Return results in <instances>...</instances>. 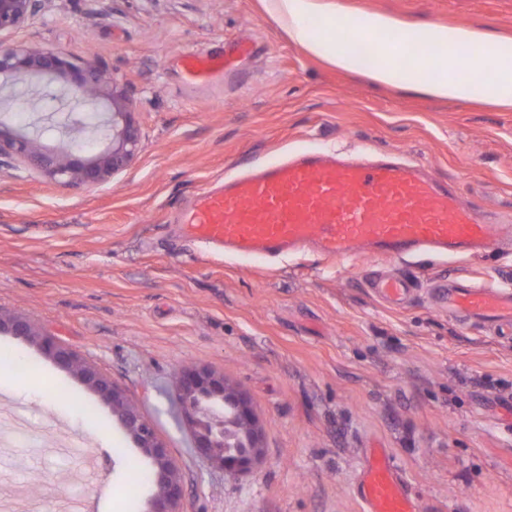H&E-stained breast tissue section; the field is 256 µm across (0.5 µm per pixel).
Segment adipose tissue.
Masks as SVG:
<instances>
[{"instance_id": "ef3b65f1", "label": "adipose tissue", "mask_w": 512, "mask_h": 512, "mask_svg": "<svg viewBox=\"0 0 512 512\" xmlns=\"http://www.w3.org/2000/svg\"><path fill=\"white\" fill-rule=\"evenodd\" d=\"M265 13L309 55L346 72L360 66L356 48L337 49V20L348 19L368 38L373 63L367 76L379 85L400 84L441 101H474L512 109V37L494 36L474 26L407 25L391 14H347L339 0H261Z\"/></svg>"}]
</instances>
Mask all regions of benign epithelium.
I'll return each instance as SVG.
<instances>
[{
  "mask_svg": "<svg viewBox=\"0 0 512 512\" xmlns=\"http://www.w3.org/2000/svg\"><path fill=\"white\" fill-rule=\"evenodd\" d=\"M53 0H0V100L20 82L36 89L40 80L59 83L60 101L81 97L105 108L107 119L95 129L108 140L91 159L75 154L73 142L87 130L77 114L64 127L67 143L44 152L40 134L16 133L0 120V159L18 160L50 179L71 186H97L111 182L131 166L141 150V131L134 119L127 88L106 77L96 64H78L71 58L25 43L5 44L3 35L25 27L46 11ZM0 332H8L37 345L56 365L97 393L112 408L125 431L154 473L148 512H185V484L170 450L142 416L137 404L95 367L63 347L53 337L37 332L24 318L0 314ZM177 396L189 424L194 447L212 466L236 476L250 470L262 454L260 431L251 404L224 375L208 368L186 367L180 372Z\"/></svg>",
  "mask_w": 512,
  "mask_h": 512,
  "instance_id": "1",
  "label": "benign epithelium"
}]
</instances>
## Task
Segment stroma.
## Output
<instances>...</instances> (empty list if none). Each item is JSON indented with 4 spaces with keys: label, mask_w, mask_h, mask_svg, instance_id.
I'll return each instance as SVG.
<instances>
[{
    "label": "stroma",
    "mask_w": 512,
    "mask_h": 512,
    "mask_svg": "<svg viewBox=\"0 0 512 512\" xmlns=\"http://www.w3.org/2000/svg\"><path fill=\"white\" fill-rule=\"evenodd\" d=\"M406 22L512 36V0H343ZM19 42L107 66L143 146L111 183L68 187L0 163V310L99 366L185 476L187 512H362L355 484L386 449L420 512H512V330L448 313L440 285L512 283V111L378 86L306 54L260 0H56ZM205 78L196 50L232 54ZM317 148L389 154L448 180L496 225L494 254L339 263L239 258L186 239L192 196L243 165ZM398 276L397 306L371 286ZM0 512H147V462L101 397L0 333ZM43 377L26 387L16 360ZM187 366L252 403L263 456L229 476L198 454L177 401ZM64 480L54 506L46 489Z\"/></svg>",
    "instance_id": "35a3bbf8"
}]
</instances>
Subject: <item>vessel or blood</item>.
Returning <instances> with one entry per match:
<instances>
[{"label": "vessel or blood", "mask_w": 512, "mask_h": 512, "mask_svg": "<svg viewBox=\"0 0 512 512\" xmlns=\"http://www.w3.org/2000/svg\"><path fill=\"white\" fill-rule=\"evenodd\" d=\"M223 55H185L201 78ZM188 234L243 257L314 251L345 261L421 252L454 257L495 251L499 238L447 181L389 156L342 157L304 149L199 192L183 213ZM440 300L465 320L512 324V290L444 285ZM364 512H418L387 452L372 449L358 480Z\"/></svg>", "instance_id": "1"}]
</instances>
